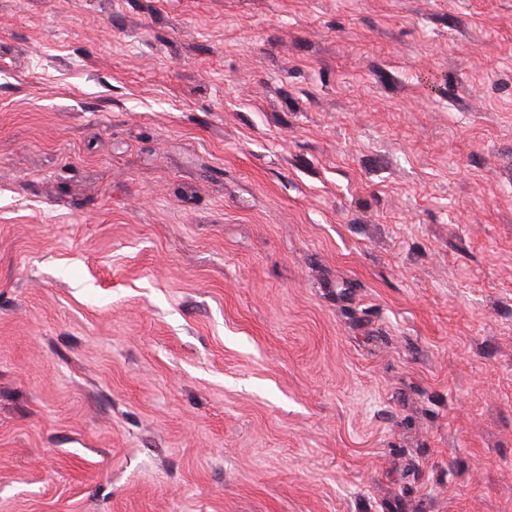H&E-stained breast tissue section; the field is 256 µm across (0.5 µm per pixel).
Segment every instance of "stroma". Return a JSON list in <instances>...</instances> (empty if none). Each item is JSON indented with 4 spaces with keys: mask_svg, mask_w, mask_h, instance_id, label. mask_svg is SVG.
Instances as JSON below:
<instances>
[{
    "mask_svg": "<svg viewBox=\"0 0 512 512\" xmlns=\"http://www.w3.org/2000/svg\"><path fill=\"white\" fill-rule=\"evenodd\" d=\"M0 512H512V0H0Z\"/></svg>",
    "mask_w": 512,
    "mask_h": 512,
    "instance_id": "35a3bbf8",
    "label": "stroma"
}]
</instances>
